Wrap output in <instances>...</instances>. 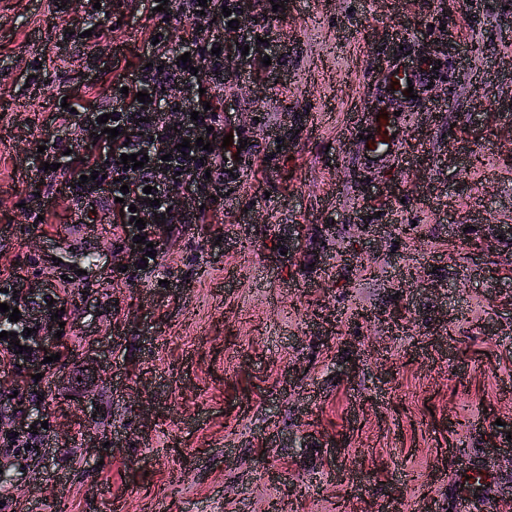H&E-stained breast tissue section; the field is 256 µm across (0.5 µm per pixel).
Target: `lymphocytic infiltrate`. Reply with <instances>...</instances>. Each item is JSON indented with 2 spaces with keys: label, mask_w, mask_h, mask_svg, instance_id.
<instances>
[{
  "label": "lymphocytic infiltrate",
  "mask_w": 512,
  "mask_h": 512,
  "mask_svg": "<svg viewBox=\"0 0 512 512\" xmlns=\"http://www.w3.org/2000/svg\"><path fill=\"white\" fill-rule=\"evenodd\" d=\"M159 36L151 46L145 66L113 81L112 105L109 109H87L78 113L61 112L63 123L78 122L96 126L99 116L108 113L112 119L108 128L118 129L116 138L101 137L94 151L85 153L82 163L66 159L63 153L51 151L46 156L49 163L60 166L61 174L77 170L88 181L76 185L78 204L84 205L97 199L101 190H108L113 197L111 208L112 234L116 240L133 245L137 254H145L146 245L155 241L164 230L160 218L166 211L185 206L187 221L191 224L205 222L207 212L203 208L209 199L210 178L223 174L224 160L218 152L192 147L188 152H178L183 140L203 139L213 141L210 129L214 127L217 112L224 100V61L214 54L215 48L224 44L223 35L194 33L191 43L176 49L177 34L168 26L155 29ZM190 52L192 69L178 64L182 52ZM148 96L146 103H139L137 93ZM177 111L181 115L178 125L165 119L166 112ZM146 129L149 140L140 141L135 131ZM147 153L149 160L143 167L125 169L121 154ZM152 196V203H145V196ZM136 205V212H129V205ZM144 220L143 227H135L133 217ZM0 303L20 311L19 321H10L6 312L0 313V364L15 366L25 361L30 368L41 374H50L52 366L47 358L58 355L69 358L66 344L49 343L42 339L44 321L36 317L29 300L22 295L0 292ZM16 333L23 353H16V345L2 339V332Z\"/></svg>",
  "instance_id": "obj_1"
}]
</instances>
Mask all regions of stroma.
Instances as JSON below:
<instances>
[{
	"mask_svg": "<svg viewBox=\"0 0 512 512\" xmlns=\"http://www.w3.org/2000/svg\"><path fill=\"white\" fill-rule=\"evenodd\" d=\"M165 18L194 26L0 0V275L74 293L48 321L70 358L0 402V433L39 428L0 447L21 512H512V0H251L218 126L259 157L144 267L104 204L91 249L64 241L38 148L92 145L62 101L110 104ZM398 59L438 65L408 116L424 164L376 173L352 115Z\"/></svg>",
	"mask_w": 512,
	"mask_h": 512,
	"instance_id": "1",
	"label": "stroma"
}]
</instances>
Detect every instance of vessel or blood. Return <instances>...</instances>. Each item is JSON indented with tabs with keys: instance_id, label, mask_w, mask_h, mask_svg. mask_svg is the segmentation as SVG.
<instances>
[{
	"instance_id": "b4317fda",
	"label": "vessel or blood",
	"mask_w": 512,
	"mask_h": 512,
	"mask_svg": "<svg viewBox=\"0 0 512 512\" xmlns=\"http://www.w3.org/2000/svg\"><path fill=\"white\" fill-rule=\"evenodd\" d=\"M433 75L429 64L414 70L396 64L380 74L383 96L367 113L364 125L365 133L370 136L367 148L361 151L366 166L380 167L401 159L408 152L410 144L396 111L407 103L408 88H421Z\"/></svg>"
}]
</instances>
